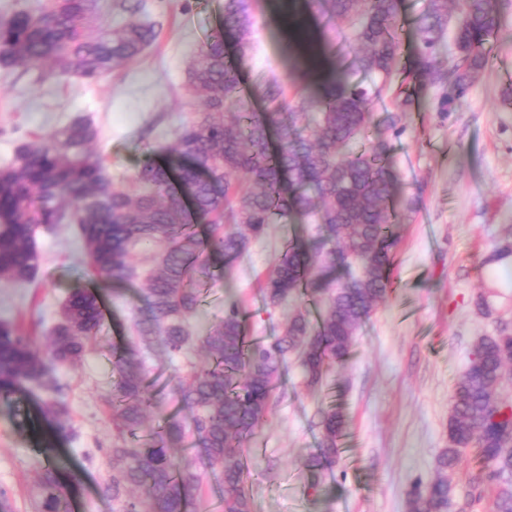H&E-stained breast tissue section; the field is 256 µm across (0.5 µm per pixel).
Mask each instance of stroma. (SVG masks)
<instances>
[{"instance_id":"1","label":"stroma","mask_w":512,"mask_h":512,"mask_svg":"<svg viewBox=\"0 0 512 512\" xmlns=\"http://www.w3.org/2000/svg\"><path fill=\"white\" fill-rule=\"evenodd\" d=\"M500 2L501 27L487 46L488 64L450 109L442 103L445 89L420 77L415 22L427 0H397L401 62L372 107L377 121L398 111L403 128L390 152L407 203L396 225L392 284L363 322L348 360L329 367L320 386L307 387L297 355L289 356L272 410L249 442L253 512H406L409 492L433 478L436 458L448 445L450 397L478 339L512 328V271H496L491 261L494 250L512 245V110L501 106L512 86V0ZM147 6L158 31L155 43L99 81L43 80L36 68L0 66V167L32 134L77 116L98 127L93 149L116 187L130 185L145 157L176 162L177 130L203 110L190 89L188 65L219 28L224 0H147ZM254 15V49L238 80L243 104L258 112L255 89L262 79L296 81L300 74L292 62L297 42L282 27L278 5L260 0ZM309 24L331 63L356 52L350 23L313 14ZM315 230L301 221L269 225L231 275L218 266L206 270L201 312L190 320L196 341L183 352L138 344L148 390L158 402L149 425L170 415L187 417L170 391L205 364L197 338L226 307L241 308L253 340L267 343L281 332L285 312L267 306L260 288L286 243L310 239ZM36 243L37 283L16 288L0 281V323L34 321L49 330L61 302L79 285L100 293L104 318L80 361L55 370L72 434L55 435L36 382L0 397V489L13 512H32L31 488L52 463L68 512H115L104 492L103 450L112 444V422L102 396L115 382L114 350L147 307L144 283L87 277L84 245L73 225L39 230ZM484 293L487 313L477 306ZM334 406L346 418V432L335 464L315 478L304 459L319 445L322 411ZM480 466L478 448H470L453 475L450 512H490L497 485L486 486L481 501L469 496Z\"/></svg>"}]
</instances>
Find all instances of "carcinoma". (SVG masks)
<instances>
[{
    "mask_svg": "<svg viewBox=\"0 0 512 512\" xmlns=\"http://www.w3.org/2000/svg\"><path fill=\"white\" fill-rule=\"evenodd\" d=\"M340 22L357 24L362 51L343 58L333 78L309 84V94L291 103L276 78L258 89L267 109L242 112L237 72L248 59L254 18L250 0H224L222 29L193 58L192 90L201 117L177 133L174 152L184 160L177 174L145 159L135 188H117L91 145L96 128L78 116L51 133L17 147L16 162L0 168V280L17 285L35 280L40 256L36 228L75 224L93 276L104 282L144 278L148 306L136 320L138 336L157 339L169 353L190 340L189 319L201 303L199 274L217 257L230 267L268 225L311 218L317 238L293 240L283 249L263 288L266 304L288 306L327 296L315 320L309 312L287 313L281 336L252 342L241 310L200 337L209 360L193 379L173 389L190 421L169 418L143 433L156 407L133 352L113 363L117 377L105 402L112 411V447L105 491L118 512H187L205 478L221 476L224 512H252L246 491L247 443L271 410L288 353L297 351L307 385L324 368L344 363L362 320L391 285L390 251L397 242L393 218L403 205L388 140L361 151L353 144L371 127L372 99L380 86L352 80L356 72L387 80L400 56L395 0H308ZM145 0H43L35 13L16 11L0 19V63L46 65L63 81L95 82L142 54L157 38L155 24L142 19ZM125 16L114 27L112 13ZM454 22L455 61L435 64V49ZM497 0H427L417 19L421 70L431 86H454L462 96L488 61L486 46L498 32ZM235 38L237 57L224 55V35ZM278 127L279 148L268 149L269 124ZM233 225L224 230V225ZM161 247L145 274L131 259L138 244ZM68 324H57L47 340L33 330L0 325V394L25 380L45 391L43 410L59 434L71 432L54 366L73 363L96 335L103 312L95 293L76 287L63 304ZM476 358L456 382L448 415V447L436 460L434 478L417 483L406 512H448L455 495L450 475L466 449L477 446L482 467L470 479V496L485 485L512 480V413L498 403V389L512 366V340L482 336ZM345 428L334 409L321 415L322 438L305 465L317 473L332 465ZM62 486L54 467L41 472L36 512H61Z\"/></svg>",
    "mask_w": 512,
    "mask_h": 512,
    "instance_id": "carcinoma-1",
    "label": "carcinoma"
}]
</instances>
